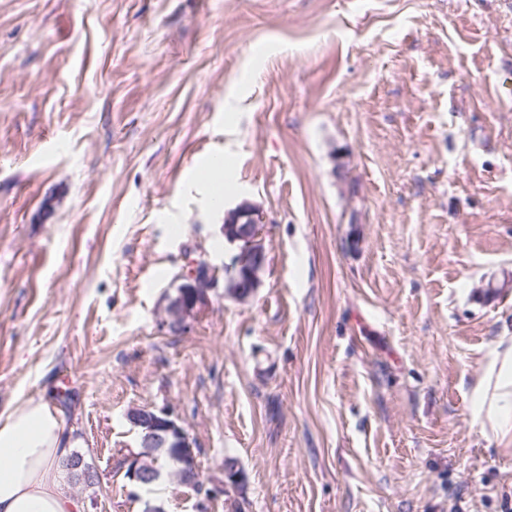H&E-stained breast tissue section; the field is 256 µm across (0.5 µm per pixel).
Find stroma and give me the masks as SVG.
Here are the masks:
<instances>
[{
    "label": "stroma",
    "instance_id": "obj_1",
    "mask_svg": "<svg viewBox=\"0 0 512 512\" xmlns=\"http://www.w3.org/2000/svg\"><path fill=\"white\" fill-rule=\"evenodd\" d=\"M262 211L261 283L170 330ZM512 336V0H0V415L58 409L143 512L126 414L213 498L165 512H512L474 389ZM242 203H239L236 207L229 209L224 214V223L226 221H229V223L221 224V233L223 236L231 243H237L239 240L243 239L251 230L253 225L251 224H242L245 221L241 220L240 224H236L234 228H231L230 226H227L230 224L231 217L236 218V222H239V214L241 213ZM241 227L239 230L238 228ZM238 245H242V242H238ZM186 273L180 278L184 282L180 285L181 291L172 301L170 308L171 319L183 326L189 318H197L206 312L209 303V293L217 287L219 268L211 260L200 253L190 258ZM128 420L137 434L139 448L142 449L138 454L143 457L145 463L161 471L167 469L173 472L177 469L173 476L178 482L194 487L201 493L206 489L197 462L196 444L172 413L165 409L134 408L129 412ZM158 448H167L169 453L176 457L178 466L176 467V462L171 456ZM157 469L146 470L141 464L140 457L132 455L127 475L139 488L151 486L161 477V472ZM224 486L225 482L206 489L207 497L224 494Z\"/></svg>",
    "mask_w": 512,
    "mask_h": 512
}]
</instances>
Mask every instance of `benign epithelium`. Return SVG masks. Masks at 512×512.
<instances>
[{"instance_id": "1", "label": "benign epithelium", "mask_w": 512, "mask_h": 512, "mask_svg": "<svg viewBox=\"0 0 512 512\" xmlns=\"http://www.w3.org/2000/svg\"><path fill=\"white\" fill-rule=\"evenodd\" d=\"M263 259L264 254L261 252L250 255L239 252L233 258V274L230 279L239 285L238 300H247L259 288ZM218 273L219 268L203 253L189 259L186 273L181 275V291L171 303V319L183 325L190 318L204 315L210 303L209 293L217 287ZM128 420L137 434L139 447L165 448L176 457L178 466L173 476L178 482L194 487L199 492L205 490L209 497L225 492L222 484L206 488L197 462L196 444L172 413L165 409L134 408L129 412ZM66 466L68 470L78 472L80 478L85 480L97 474V469L81 459L69 458ZM127 475L130 481L141 487L156 482L161 472L145 469L140 457L133 455L129 460Z\"/></svg>"}]
</instances>
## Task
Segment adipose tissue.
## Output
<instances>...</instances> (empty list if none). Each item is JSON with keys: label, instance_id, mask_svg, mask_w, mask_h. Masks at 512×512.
Returning a JSON list of instances; mask_svg holds the SVG:
<instances>
[{"label": "adipose tissue", "instance_id": "obj_1", "mask_svg": "<svg viewBox=\"0 0 512 512\" xmlns=\"http://www.w3.org/2000/svg\"><path fill=\"white\" fill-rule=\"evenodd\" d=\"M475 396L479 425L512 444V336L497 341ZM71 448L61 418L44 401H27L0 418V512H81L60 470Z\"/></svg>", "mask_w": 512, "mask_h": 512}]
</instances>
